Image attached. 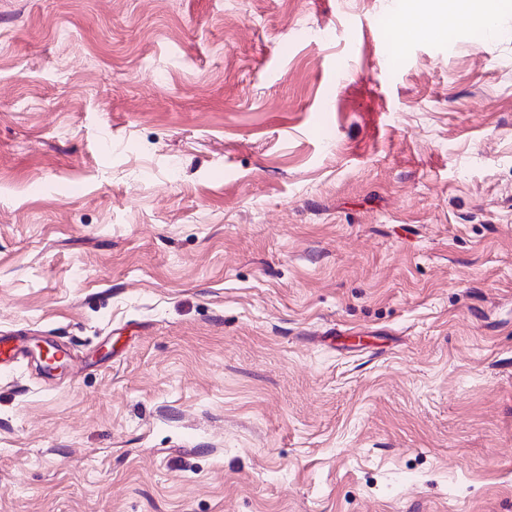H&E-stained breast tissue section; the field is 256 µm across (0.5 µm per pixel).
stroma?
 Masks as SVG:
<instances>
[{"label": "stroma", "mask_w": 512, "mask_h": 512, "mask_svg": "<svg viewBox=\"0 0 512 512\" xmlns=\"http://www.w3.org/2000/svg\"><path fill=\"white\" fill-rule=\"evenodd\" d=\"M0 0V512H512V0ZM428 1L446 0H413L401 14V31L405 33L416 27L421 21H431L433 24L453 23L456 25H483L489 35L496 31L495 15L487 3L491 0H448V2L431 3ZM430 12H440L445 15L435 16ZM32 350L27 345L12 342L10 338L0 337V368L8 367L18 362L20 357L29 355Z\"/></svg>", "instance_id": "stroma-1"}]
</instances>
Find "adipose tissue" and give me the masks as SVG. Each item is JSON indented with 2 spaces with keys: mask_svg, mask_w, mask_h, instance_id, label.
<instances>
[{
  "mask_svg": "<svg viewBox=\"0 0 512 512\" xmlns=\"http://www.w3.org/2000/svg\"><path fill=\"white\" fill-rule=\"evenodd\" d=\"M443 13L445 21L456 25L492 28L495 15L488 0H409L401 14V29L409 31L418 22L429 20L431 13Z\"/></svg>",
  "mask_w": 512,
  "mask_h": 512,
  "instance_id": "obj_1",
  "label": "adipose tissue"
}]
</instances>
